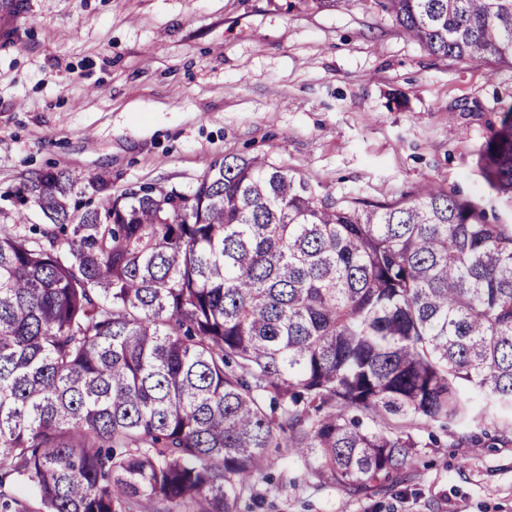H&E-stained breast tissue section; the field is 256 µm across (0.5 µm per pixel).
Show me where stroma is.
Instances as JSON below:
<instances>
[{"mask_svg": "<svg viewBox=\"0 0 512 512\" xmlns=\"http://www.w3.org/2000/svg\"><path fill=\"white\" fill-rule=\"evenodd\" d=\"M510 101L512 68L430 55L376 0H0V225L44 223L17 198L43 170L187 191L227 155L334 198L433 181L512 224L477 167ZM268 459L291 488L240 512H512V442L441 435L369 496Z\"/></svg>", "mask_w": 512, "mask_h": 512, "instance_id": "1", "label": "stroma"}]
</instances>
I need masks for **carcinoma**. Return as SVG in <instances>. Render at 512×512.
I'll use <instances>...</instances> for the list:
<instances>
[{"mask_svg":"<svg viewBox=\"0 0 512 512\" xmlns=\"http://www.w3.org/2000/svg\"><path fill=\"white\" fill-rule=\"evenodd\" d=\"M430 54L512 68V0H378ZM478 152L512 199V103ZM18 190L0 226V512H237L286 448L352 495L417 431L512 419V224L432 183L332 198L226 156L189 191ZM32 490L38 510L15 495Z\"/></svg>","mask_w":512,"mask_h":512,"instance_id":"1","label":"carcinoma"}]
</instances>
